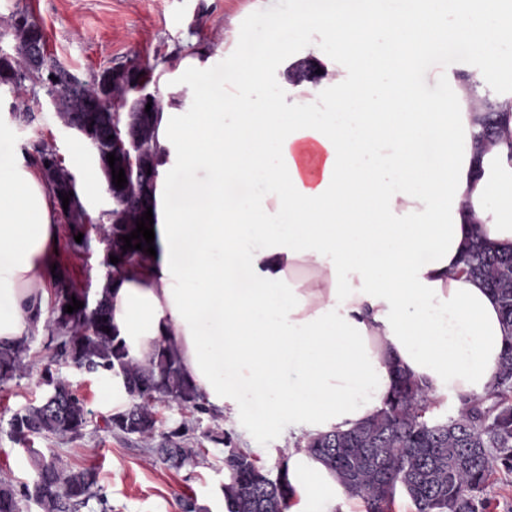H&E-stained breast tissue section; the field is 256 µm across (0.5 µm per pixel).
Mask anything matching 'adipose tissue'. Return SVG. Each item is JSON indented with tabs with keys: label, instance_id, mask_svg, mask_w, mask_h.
I'll return each mask as SVG.
<instances>
[{
	"label": "adipose tissue",
	"instance_id": "ef3b65f1",
	"mask_svg": "<svg viewBox=\"0 0 512 512\" xmlns=\"http://www.w3.org/2000/svg\"><path fill=\"white\" fill-rule=\"evenodd\" d=\"M474 11V0H406L399 12L297 0L271 37H288L320 74L285 87L270 82L263 48L233 52L216 91L204 55L173 63L155 131L156 253L108 281L112 321L136 363L172 346L227 422H239L245 387L264 418L293 422L279 449L294 489L286 512L348 502L296 440L372 417L391 364L426 381L431 402L480 395L512 337L463 270L474 238L512 251V89L494 97L500 132L481 147L471 79L439 67L512 45V12L477 29ZM180 172L194 177L183 203ZM241 185L261 192L245 200ZM59 234L40 170L11 162L0 175V343L45 329Z\"/></svg>",
	"mask_w": 512,
	"mask_h": 512
}]
</instances>
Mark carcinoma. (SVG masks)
Instances as JSON below:
<instances>
[{"instance_id":"1","label":"carcinoma","mask_w":512,"mask_h":512,"mask_svg":"<svg viewBox=\"0 0 512 512\" xmlns=\"http://www.w3.org/2000/svg\"><path fill=\"white\" fill-rule=\"evenodd\" d=\"M0 36L12 41V50H0V88L9 86L20 94L27 90V84L48 74L46 59L34 53L35 45L44 40L42 28L20 11L0 20ZM143 71L141 64H121L80 82L60 70L55 81L44 84L53 95L54 108L64 126H80L87 134L99 137V170L114 200L112 211L102 217V226L109 254L119 259L120 267L144 257L141 250L123 251V236L135 230L136 220L153 206L152 191L158 176L154 134L164 105L160 100L147 113L135 102L131 89ZM481 101L484 112L474 139L484 145L497 137L499 119L491 109L490 93H484ZM115 103L121 121L134 124L144 141L138 158L139 181L121 189L113 184L107 160V154H115L117 169L127 160L108 139ZM49 185L67 224L68 245L75 248L79 243L74 236L85 232L86 217L76 208L63 209L59 194L78 189L77 177L62 160ZM464 264L465 270L480 278L498 299L502 320L512 328V253L497 252L477 239ZM81 295L67 272H60L54 315L48 325L55 356L92 373L125 375L130 405L110 417L108 428L142 439L160 437L153 451L176 468L198 460L203 450L190 435L191 428L181 424L161 432L154 411L156 403L172 402L194 413L210 414L196 387L185 377L176 351L161 344L149 365L135 363L117 337L107 292H102L93 310L82 307L71 313L64 311L72 300H81ZM26 351L24 343L0 345V386L21 378ZM392 374L391 394L372 419L345 431L309 437L304 445L306 454L333 473L350 496L362 499L366 512H393L399 492L411 501L415 512H486L490 501L484 493L494 476L503 470L512 473V342L506 343L493 386L481 396L458 398L456 414L441 427L432 418L426 385L397 367ZM47 381L58 404L43 401L14 413L9 423L12 438L27 441L32 437L82 435L88 425L83 402L66 382L51 374ZM229 452L238 458V464L228 472V482L222 486L225 512H284L291 490L287 468H282L285 478L280 484L269 489L257 483L267 473L250 451L231 448ZM92 500L106 512L107 501L97 472L67 469L54 455L35 461L30 485L0 481V512H27L31 502L40 512H81Z\"/></svg>"}]
</instances>
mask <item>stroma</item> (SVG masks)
<instances>
[{
    "mask_svg": "<svg viewBox=\"0 0 512 512\" xmlns=\"http://www.w3.org/2000/svg\"><path fill=\"white\" fill-rule=\"evenodd\" d=\"M293 8L294 0H0V17L28 12L43 26L51 57L79 79L88 81L103 69L135 61L151 65L159 79L175 55L230 43L238 36L249 43L266 41L269 18L288 16ZM496 52L502 61L497 70L482 66L471 54L453 58L452 64L495 94L512 86V46L499 45ZM46 98L38 84L29 86L19 99L0 95V113L9 117L0 125V163H31L34 144L43 141L64 157L80 186L99 180L89 151L48 108ZM85 230L86 246L73 249L61 243L60 260L94 299L106 267L99 225H86ZM48 370L70 383L88 411L89 423L76 439L52 437L19 444L9 435V420L14 412L41 402L48 392L43 381ZM242 400L245 420L231 426L196 417L173 403H159L155 410L166 429L185 423L199 434L209 429L228 431L238 447L250 449L266 472L277 475L282 460L272 450L287 439L293 425L284 417L271 422L259 419V407L250 393H243ZM124 406V401L113 400L107 376L56 362L47 333L32 336L21 379L0 390V479L32 481L34 454H54L68 468H96L112 512H182L188 498L203 512H225L224 446L204 439L205 455L199 463L170 468L152 453V441L130 439L106 428V420Z\"/></svg>",
    "mask_w": 512,
    "mask_h": 512,
    "instance_id": "1",
    "label": "stroma"
}]
</instances>
